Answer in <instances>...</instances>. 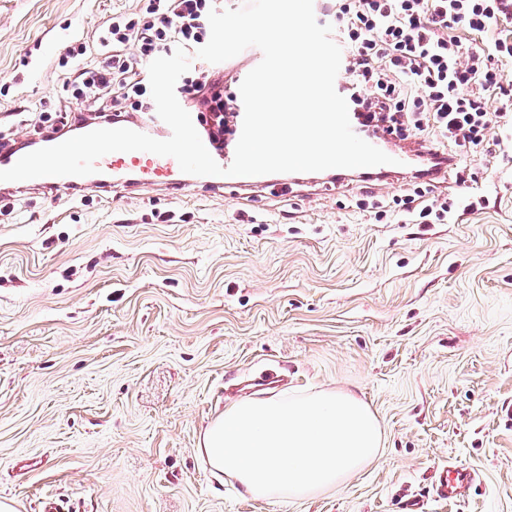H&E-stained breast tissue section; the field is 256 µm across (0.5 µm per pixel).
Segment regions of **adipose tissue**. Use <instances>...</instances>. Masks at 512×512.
<instances>
[{
	"instance_id": "1",
	"label": "adipose tissue",
	"mask_w": 512,
	"mask_h": 512,
	"mask_svg": "<svg viewBox=\"0 0 512 512\" xmlns=\"http://www.w3.org/2000/svg\"><path fill=\"white\" fill-rule=\"evenodd\" d=\"M382 444L369 406L350 393L322 391L232 404L206 428L199 454L253 498L306 499L335 491Z\"/></svg>"
}]
</instances>
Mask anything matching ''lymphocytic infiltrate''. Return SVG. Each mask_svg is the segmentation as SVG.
Listing matches in <instances>:
<instances>
[{
	"label": "lymphocytic infiltrate",
	"instance_id": "1",
	"mask_svg": "<svg viewBox=\"0 0 512 512\" xmlns=\"http://www.w3.org/2000/svg\"><path fill=\"white\" fill-rule=\"evenodd\" d=\"M348 59L346 94L365 134L383 130L399 138L418 133L422 142L447 141L457 158L455 181L470 173L463 157L487 155L490 147L512 139V78L503 65L512 61V36L489 38V31L512 21V0H315ZM216 0H145L138 12L113 15L101 28L99 60L84 64L85 43L63 46L54 69L75 100L106 99L114 119L154 111L146 67L176 48L195 53L210 37L208 13ZM137 55H130L129 46ZM180 95L202 115L210 142L224 148L231 130L224 82L214 74L189 70ZM430 181L408 200L388 205L359 200L370 219L401 215L415 224L444 222L472 212L483 198L455 200L431 196Z\"/></svg>",
	"mask_w": 512,
	"mask_h": 512
}]
</instances>
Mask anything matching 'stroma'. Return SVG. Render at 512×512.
<instances>
[{
	"label": "stroma",
	"instance_id": "35a3bbf8",
	"mask_svg": "<svg viewBox=\"0 0 512 512\" xmlns=\"http://www.w3.org/2000/svg\"><path fill=\"white\" fill-rule=\"evenodd\" d=\"M138 0H0V135L74 106L52 68ZM483 209L379 224L409 193L303 179L180 197L0 186V501L43 512H512V161H467ZM355 393L384 447L312 499H255L198 455L207 425L262 392ZM478 472L432 500L438 464Z\"/></svg>",
	"mask_w": 512,
	"mask_h": 512
}]
</instances>
